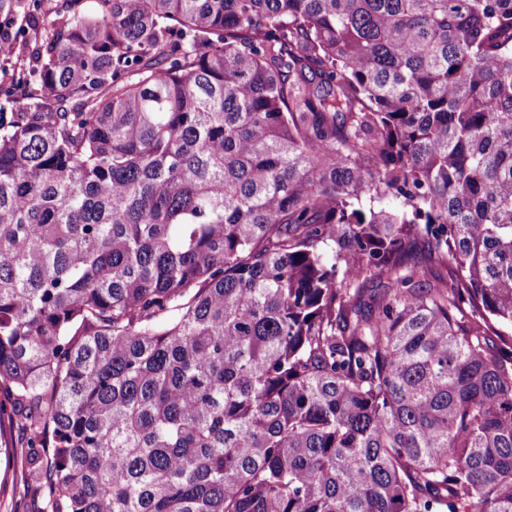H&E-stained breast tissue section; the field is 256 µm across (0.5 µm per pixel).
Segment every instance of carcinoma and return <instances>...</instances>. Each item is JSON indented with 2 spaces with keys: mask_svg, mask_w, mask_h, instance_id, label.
<instances>
[{
  "mask_svg": "<svg viewBox=\"0 0 512 512\" xmlns=\"http://www.w3.org/2000/svg\"><path fill=\"white\" fill-rule=\"evenodd\" d=\"M20 104L42 512H512V0H58Z\"/></svg>",
  "mask_w": 512,
  "mask_h": 512,
  "instance_id": "carcinoma-1",
  "label": "carcinoma"
}]
</instances>
